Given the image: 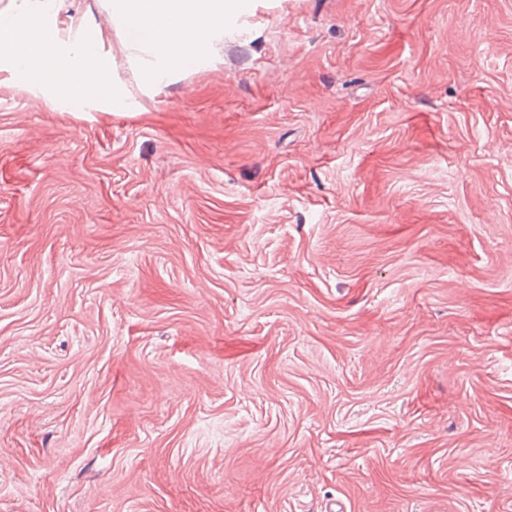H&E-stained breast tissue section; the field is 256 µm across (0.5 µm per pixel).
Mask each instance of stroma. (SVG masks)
Segmentation results:
<instances>
[{
	"mask_svg": "<svg viewBox=\"0 0 512 512\" xmlns=\"http://www.w3.org/2000/svg\"><path fill=\"white\" fill-rule=\"evenodd\" d=\"M114 102L0 70V512H512V0H246Z\"/></svg>",
	"mask_w": 512,
	"mask_h": 512,
	"instance_id": "35a3bbf8",
	"label": "stroma"
}]
</instances>
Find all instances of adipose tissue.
Masks as SVG:
<instances>
[{
  "label": "adipose tissue",
  "instance_id": "adipose-tissue-1",
  "mask_svg": "<svg viewBox=\"0 0 512 512\" xmlns=\"http://www.w3.org/2000/svg\"><path fill=\"white\" fill-rule=\"evenodd\" d=\"M240 0H112L110 19L129 31L133 50L150 53L146 78L163 83L171 65L206 63L227 17ZM60 0H12L0 12V49L6 67L29 92L48 101L63 100L76 109L112 98V86L97 39L60 37L47 29Z\"/></svg>",
  "mask_w": 512,
  "mask_h": 512
}]
</instances>
